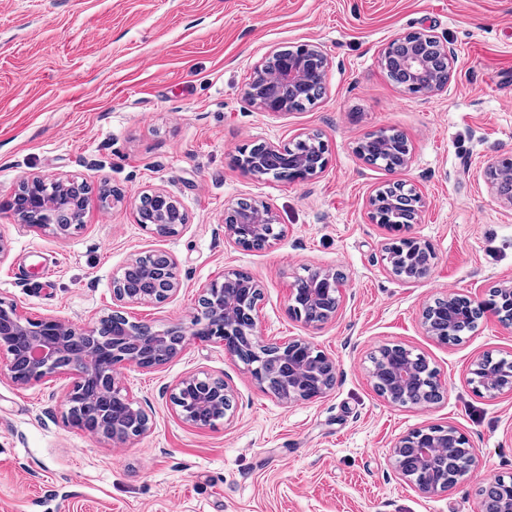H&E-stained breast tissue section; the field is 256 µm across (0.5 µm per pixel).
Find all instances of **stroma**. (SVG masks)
Segmentation results:
<instances>
[{
    "label": "stroma",
    "instance_id": "obj_1",
    "mask_svg": "<svg viewBox=\"0 0 512 512\" xmlns=\"http://www.w3.org/2000/svg\"><path fill=\"white\" fill-rule=\"evenodd\" d=\"M428 29L455 48L447 92L405 91L379 63L396 36ZM319 44L331 60L323 98L304 110L264 112L244 92L273 50ZM392 129L412 148L390 173L355 147ZM316 134L328 164L303 184L237 168L244 145H289ZM512 155V0H0V300L28 318L93 324L111 313L112 276L131 257L173 255L179 294L124 315L163 329L192 319L201 285L233 268L263 287L258 333L303 337L336 364L321 397L286 403L262 389L219 340L190 342L153 371L122 383L150 431L116 445L68 425L75 377L29 387L0 379V512H480L479 491L512 477V392L490 397L470 381L482 355L512 359V325L487 315L460 342L421 326L423 307L448 292L480 301L512 281V209L484 182ZM30 174L87 182L82 227L65 238L14 221L6 207ZM402 181L425 206L410 232L435 266L415 283L383 258L390 235L366 202ZM114 190L102 202L100 188ZM164 188L187 224L158 237L137 222L142 191ZM268 202L285 234L261 250L224 238V207ZM321 269L346 277L335 318L313 326L289 311V290ZM399 344L424 355L448 388L430 406L394 405L372 386L370 355ZM200 373L234 388L233 417L199 429L169 400ZM455 426L476 450L475 472L425 496L396 475L399 437Z\"/></svg>",
    "mask_w": 512,
    "mask_h": 512
}]
</instances>
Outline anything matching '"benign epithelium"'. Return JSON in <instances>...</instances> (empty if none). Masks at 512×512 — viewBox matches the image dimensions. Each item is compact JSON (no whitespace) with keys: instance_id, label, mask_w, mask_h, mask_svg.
Wrapping results in <instances>:
<instances>
[{"instance_id":"7a95c632","label":"benign epithelium","mask_w":512,"mask_h":512,"mask_svg":"<svg viewBox=\"0 0 512 512\" xmlns=\"http://www.w3.org/2000/svg\"><path fill=\"white\" fill-rule=\"evenodd\" d=\"M379 62L386 74L397 75L415 93L432 96L448 90L456 72L457 54L448 42L421 29L402 34L386 44ZM330 61L314 44L273 51L255 68L246 99L266 112H284L304 97L313 102L325 90ZM312 149L287 152L267 142L242 148L244 171L255 177L285 168L290 182H306L322 174L328 163L327 148L320 137L309 135ZM399 147L406 152L389 171L406 168L411 149L406 137L380 129L367 134L356 146L369 164H377L380 152ZM512 167L504 157L486 172L491 193L512 209V179L499 169ZM88 186L75 179L60 181L41 176L24 178L9 200L17 223L36 230H49L58 237L70 234L72 223L83 220ZM422 195L400 182H391L372 194L367 214L391 234L385 245L388 270L406 282L425 278L436 255L424 240L403 234L419 221ZM138 224L159 237L177 235L187 223L180 200L164 188H152L139 196ZM224 237L246 250H262L284 235L273 208L258 199L237 200L224 207ZM345 277L332 269L317 270L300 280L288 296L289 310L310 325L327 322L336 315ZM181 288L176 259L151 251L130 259L112 277V300L116 308L108 315L110 332L102 325H78L55 317L31 321L15 303L0 301V378L17 386L37 384L48 376L72 373L76 381L65 400L67 423L90 435H102L116 444L145 435L150 417L132 393L121 384V370L128 366L153 370L180 354L192 341L214 338L224 351L246 365L257 383L285 402L311 400L333 388L336 365L309 341L294 338L268 343L257 331L256 313L262 299L260 284L237 269L224 271L200 287L196 314L190 323L156 329L131 322L121 308L130 304L163 303ZM512 325V284L494 290L490 301L477 302L450 292L427 305L421 324L427 335L448 344L474 330L487 313ZM369 376L377 394L399 405L402 394L415 393V403L439 402L447 385L423 355L401 345H383L371 356ZM471 381L490 396L512 391V362L484 356L470 367ZM172 409L184 423L203 428L233 416L235 393L221 378L192 374L181 378L170 393ZM396 473L423 495L445 491L463 481L477 464L475 449L456 427L431 426L413 430L391 448ZM512 480L497 478L483 488V512H512V496L503 486Z\"/></svg>"}]
</instances>
